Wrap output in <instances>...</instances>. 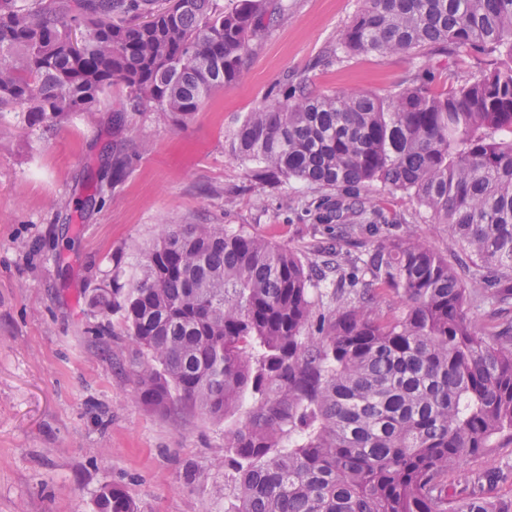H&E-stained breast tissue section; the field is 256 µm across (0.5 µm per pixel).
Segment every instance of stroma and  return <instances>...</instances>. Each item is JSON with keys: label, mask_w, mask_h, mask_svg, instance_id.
<instances>
[{"label": "stroma", "mask_w": 512, "mask_h": 512, "mask_svg": "<svg viewBox=\"0 0 512 512\" xmlns=\"http://www.w3.org/2000/svg\"><path fill=\"white\" fill-rule=\"evenodd\" d=\"M283 2L252 41L244 79L187 126L149 100L131 105L118 86L92 122L75 115L47 131L0 122V512H95L106 484L138 512H224V423L145 406L129 379L141 350L123 330L96 335L90 299L172 224L243 227L302 254L339 235L336 225L314 229L308 190L294 183L263 196L227 151L247 113L280 100L287 82L303 76L322 94L385 95L425 68L441 83L490 63L473 51L348 55L337 37L365 0ZM91 186L99 195L87 208ZM370 202L440 251L459 252L407 195L375 192ZM491 467L503 473L492 495L512 498L506 438L449 472L448 486L477 492V475Z\"/></svg>", "instance_id": "1"}]
</instances>
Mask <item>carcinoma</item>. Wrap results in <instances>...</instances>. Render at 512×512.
Wrapping results in <instances>:
<instances>
[{"label": "carcinoma", "instance_id": "carcinoma-1", "mask_svg": "<svg viewBox=\"0 0 512 512\" xmlns=\"http://www.w3.org/2000/svg\"><path fill=\"white\" fill-rule=\"evenodd\" d=\"M273 0H22L0 8V117L51 128L94 120L114 86L175 125L240 81ZM475 49L499 66L385 97L299 93L249 113L230 153L265 183L326 195L316 227L342 235L318 261L242 228L174 224L95 306L147 359L134 392L159 412L230 421L224 512H512L448 492V471L512 441V0H365L347 54ZM402 192L468 262L399 235L364 193ZM364 236L379 240L352 254ZM336 276L333 306L319 283ZM391 294L401 306L378 309ZM487 303L480 322L468 307ZM95 512H136L100 488Z\"/></svg>", "mask_w": 512, "mask_h": 512}]
</instances>
